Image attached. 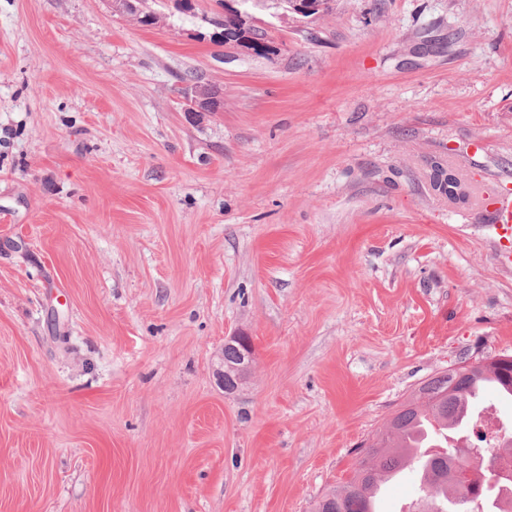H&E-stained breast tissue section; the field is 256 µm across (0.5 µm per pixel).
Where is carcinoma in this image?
Returning <instances> with one entry per match:
<instances>
[{"mask_svg":"<svg viewBox=\"0 0 512 512\" xmlns=\"http://www.w3.org/2000/svg\"><path fill=\"white\" fill-rule=\"evenodd\" d=\"M248 341L250 337L245 336L224 344V363L237 364ZM487 373L512 383V364L451 368L422 382L417 395L395 412L377 442L363 449L351 476L315 501L309 512H374L370 503L377 487L412 452L420 457L414 465L419 492L407 512H454L460 491L451 470L464 449L448 433H461L471 423L472 416H463L460 410ZM497 455L493 450L479 461L481 479L467 512H512V472L504 475L497 470Z\"/></svg>","mask_w":512,"mask_h":512,"instance_id":"cac0c4a2","label":"carcinoma"}]
</instances>
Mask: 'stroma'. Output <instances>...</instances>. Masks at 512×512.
<instances>
[{"instance_id": "stroma-1", "label": "stroma", "mask_w": 512, "mask_h": 512, "mask_svg": "<svg viewBox=\"0 0 512 512\" xmlns=\"http://www.w3.org/2000/svg\"><path fill=\"white\" fill-rule=\"evenodd\" d=\"M197 3L0 0V512H308L422 381L512 355V0L255 10L261 55ZM112 8L120 13H127L129 11H136L138 6L135 4L134 0H110ZM142 10H138V13H127L126 15L130 16L141 26H153L155 24L153 20V15L155 11L151 10L147 6H143ZM278 10L272 12V16L282 20H288L290 15H295L297 21L315 16L322 9V0H280L276 1ZM187 100L186 112H218L221 111V94L211 85L196 82L185 89ZM482 210L492 215V229L497 243L503 247L500 256L506 261H512V193L494 190L483 193L481 197ZM230 339L239 340L240 336H232L230 337ZM242 339L247 341L250 346L248 347L247 350H244L245 344L240 340L229 341L228 343L224 344V353H222L221 358V368L217 372L218 379L220 380V383L223 387L225 379L228 387H234L235 381L237 382V378H235L236 373L234 371H229L226 375L224 374V363L236 365L241 358V351L244 350L241 358V363L238 366L240 372L242 373V377L244 376L243 371H247L251 365L253 359V347L250 337L244 336L242 337ZM227 386L225 385V392H232L236 390V387L228 388Z\"/></svg>"}]
</instances>
